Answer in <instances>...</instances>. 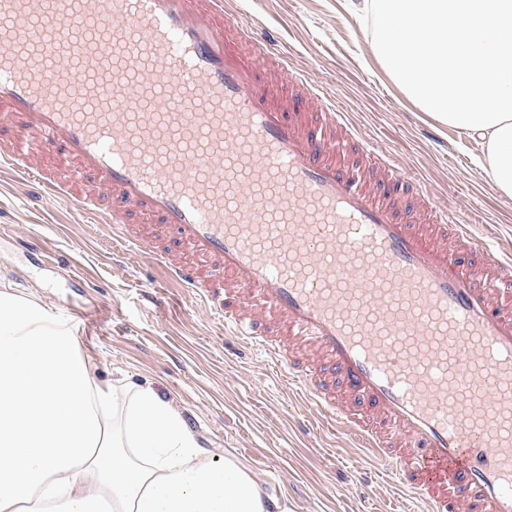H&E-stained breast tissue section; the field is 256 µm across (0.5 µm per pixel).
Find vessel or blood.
<instances>
[{
	"label": "vessel or blood",
	"instance_id": "obj_1",
	"mask_svg": "<svg viewBox=\"0 0 512 512\" xmlns=\"http://www.w3.org/2000/svg\"><path fill=\"white\" fill-rule=\"evenodd\" d=\"M0 169L147 253L419 512H512V255L227 0H0Z\"/></svg>",
	"mask_w": 512,
	"mask_h": 512
}]
</instances>
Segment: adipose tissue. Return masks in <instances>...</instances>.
<instances>
[{
    "mask_svg": "<svg viewBox=\"0 0 512 512\" xmlns=\"http://www.w3.org/2000/svg\"><path fill=\"white\" fill-rule=\"evenodd\" d=\"M403 92L512 196V0H346ZM266 481L204 450L151 383L101 380L65 321L0 290V512H269Z\"/></svg>",
    "mask_w": 512,
    "mask_h": 512,
    "instance_id": "1",
    "label": "adipose tissue"
}]
</instances>
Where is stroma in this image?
<instances>
[{"mask_svg": "<svg viewBox=\"0 0 512 512\" xmlns=\"http://www.w3.org/2000/svg\"><path fill=\"white\" fill-rule=\"evenodd\" d=\"M239 18L270 28L294 65L321 82L351 122L393 151L405 176L419 180L474 235L512 252V198L476 164L483 144L460 138L410 101L371 47L372 27L345 0H233ZM45 251L19 250L23 236ZM98 289L82 287V279ZM34 296L61 315L102 379L149 382L175 401L205 448L231 452L263 474L288 512H405L390 476L358 488L374 461L326 427L262 357L225 348L224 325L156 265L111 238L67 203L37 205L20 180L0 174V285ZM152 291L159 306L145 305Z\"/></svg>", "mask_w": 512, "mask_h": 512, "instance_id": "35a3bbf8", "label": "stroma"}]
</instances>
